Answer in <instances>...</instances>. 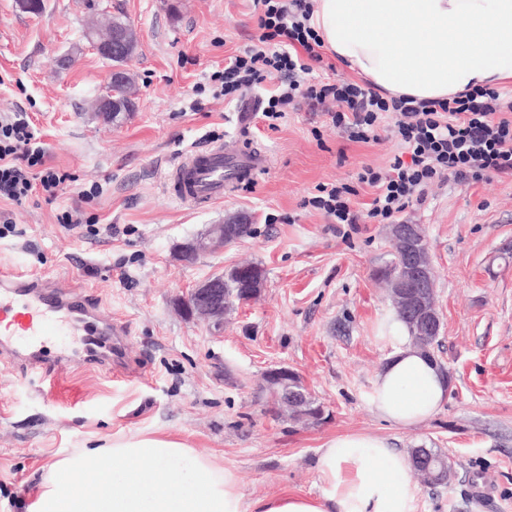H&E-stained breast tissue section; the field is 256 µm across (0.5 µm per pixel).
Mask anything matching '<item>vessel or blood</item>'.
Listing matches in <instances>:
<instances>
[{"mask_svg":"<svg viewBox=\"0 0 512 512\" xmlns=\"http://www.w3.org/2000/svg\"><path fill=\"white\" fill-rule=\"evenodd\" d=\"M266 155L233 145L207 146L179 162L167 178L170 192L181 202L206 204L223 200L225 194L265 168ZM81 336L87 356H104L106 336L121 335V327L100 320L97 304L83 289L63 291L50 286L41 275L20 270H0V354L25 371L51 379L65 355L49 361L34 346L35 340L56 336L64 327Z\"/></svg>","mask_w":512,"mask_h":512,"instance_id":"b4317fda","label":"vessel or blood"}]
</instances>
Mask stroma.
<instances>
[{"instance_id":"35a3bbf8","label":"stroma","mask_w":512,"mask_h":512,"mask_svg":"<svg viewBox=\"0 0 512 512\" xmlns=\"http://www.w3.org/2000/svg\"><path fill=\"white\" fill-rule=\"evenodd\" d=\"M43 3L33 15L0 0V113L32 112L53 164L73 181L52 204L0 203L20 230L0 240V264L86 289L127 342L121 365L72 363L49 382L0 362V512H24L56 460L120 430L160 431L223 458L251 499L318 494V450L337 436L436 448L452 475L439 485L411 475L416 512H512V177L429 185L402 215L422 225L431 251L442 318L433 353L450 387L434 417L397 427L371 406L391 351L380 337L393 310L378 276L390 258L386 227L331 224L301 202L318 184L387 166L398 143L351 142L306 106L268 129L252 91L239 104L207 96L190 111L196 86L255 37V0ZM105 9L139 37L128 64L136 110L118 127L90 115L109 65L83 33ZM240 133L268 158L252 182L205 207L168 195L165 176L183 154ZM94 184L102 194L82 198ZM74 208L127 232L59 224ZM236 213L249 217L250 237L189 266L176 260L178 245ZM249 261L264 267L267 286L221 333L178 310V295ZM277 366L301 376L325 409L321 424L273 412L258 385ZM485 485L487 498L477 494Z\"/></svg>"}]
</instances>
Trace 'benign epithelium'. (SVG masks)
<instances>
[{
	"mask_svg": "<svg viewBox=\"0 0 512 512\" xmlns=\"http://www.w3.org/2000/svg\"><path fill=\"white\" fill-rule=\"evenodd\" d=\"M126 43V30L116 27L110 30L108 38L92 42V47L101 58L110 61L123 55ZM95 106L94 115L100 121L115 126L122 123L123 105L116 103L109 93L99 95ZM388 238L406 264V277L390 288L392 301L395 308L408 318L418 345L425 349L427 338L439 335L441 327L433 293L432 257L418 224H392L388 229ZM227 245L228 234L224 225L213 224L206 232L181 244L176 256L179 261L192 264L200 256ZM262 288L264 285L257 283L242 294L231 297L224 290V276L218 275L201 281L179 295L177 306L187 318L201 319L219 330L235 305L255 299ZM262 388L277 398L284 408L308 399L307 388L300 376L286 367L267 371Z\"/></svg>",
	"mask_w": 512,
	"mask_h": 512,
	"instance_id": "1",
	"label": "benign epithelium"
}]
</instances>
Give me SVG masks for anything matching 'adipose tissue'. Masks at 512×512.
I'll use <instances>...</instances> for the list:
<instances>
[{
    "instance_id": "obj_1",
    "label": "adipose tissue",
    "mask_w": 512,
    "mask_h": 512,
    "mask_svg": "<svg viewBox=\"0 0 512 512\" xmlns=\"http://www.w3.org/2000/svg\"><path fill=\"white\" fill-rule=\"evenodd\" d=\"M311 26L325 52L389 96L450 98L512 83V0H313ZM382 334L392 351L371 405L411 428L448 398L438 363L410 343L397 314ZM150 468V479L128 474ZM409 455L387 440L350 434L320 448L317 496L248 500L235 469L169 434L117 432L73 449L43 476L26 512H416Z\"/></svg>"
}]
</instances>
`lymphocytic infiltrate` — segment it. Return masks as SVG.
I'll return each mask as SVG.
<instances>
[{"label":"lymphocytic infiltrate","instance_id":"1","mask_svg":"<svg viewBox=\"0 0 512 512\" xmlns=\"http://www.w3.org/2000/svg\"><path fill=\"white\" fill-rule=\"evenodd\" d=\"M258 34L208 77L213 97L235 98L278 83L258 104L269 129L300 103L321 107L333 127L353 142L395 138L401 152L387 167H361L355 184L317 185L302 205L333 224L368 218L397 223L424 189L449 179L479 182L512 177V98L476 88L448 99L419 101L385 97L369 87L322 76V40L311 27V0H256ZM71 177L51 164L28 113L0 114V201L20 204L34 197L55 201ZM373 189L366 215L353 208L357 185Z\"/></svg>","mask_w":512,"mask_h":512}]
</instances>
